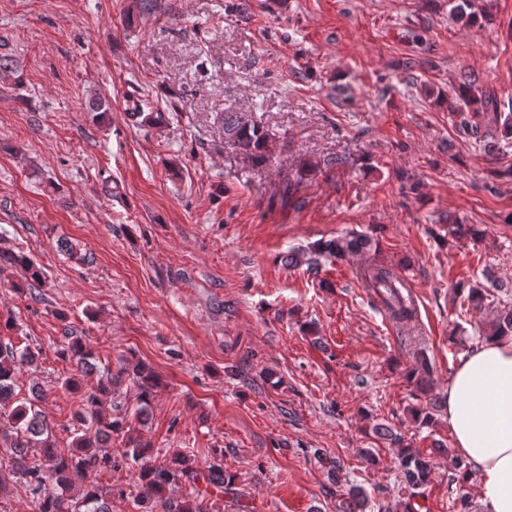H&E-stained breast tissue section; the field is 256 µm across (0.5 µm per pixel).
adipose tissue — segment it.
I'll return each instance as SVG.
<instances>
[{
  "label": "adipose tissue",
  "mask_w": 512,
  "mask_h": 512,
  "mask_svg": "<svg viewBox=\"0 0 512 512\" xmlns=\"http://www.w3.org/2000/svg\"><path fill=\"white\" fill-rule=\"evenodd\" d=\"M445 407L488 512H512V337L487 340L459 364Z\"/></svg>",
  "instance_id": "ef3b65f1"
}]
</instances>
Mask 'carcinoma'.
<instances>
[{"label": "carcinoma", "instance_id": "cac0c4a2", "mask_svg": "<svg viewBox=\"0 0 512 512\" xmlns=\"http://www.w3.org/2000/svg\"><path fill=\"white\" fill-rule=\"evenodd\" d=\"M509 111H502L503 106ZM455 125L467 135L486 139L502 137L512 139V99L504 103L498 95L477 85L471 75L461 74L457 89V101L451 108ZM224 137L242 153L256 163L267 160V144L271 139L269 130L241 112L224 113ZM309 172L303 164L294 176L287 177L282 184V194L293 199L304 174ZM448 233L457 237L477 239L482 231L474 224H462L455 219L448 223ZM377 250L374 240L367 235H346L319 244L316 252H327L338 260L349 254ZM20 266L27 280L42 283L44 274L30 258L12 252L0 254V259ZM395 270L383 262L372 259L359 272L365 287L386 294L385 303L393 318L400 323H410L414 311L402 304L395 295L392 281ZM489 336H512V306L507 304L492 326ZM61 359L73 362L78 371L89 366L92 353L78 339H71L58 350ZM34 361V353L16 350L11 344H0V443L7 454L0 456V491L8 484H18L29 498L34 512H110L107 499L112 489L97 484L94 477L123 468L129 462L140 463L138 479L151 492L150 505L137 501L141 512H214V505L224 499L231 478L224 474V461H213L204 468L194 465V460L181 453L174 454L164 465H151L145 459L151 456L148 442L129 441L123 452L115 454L108 446L112 434L122 428V422L93 412L85 428L73 429L71 447L62 450L53 440V431L44 423L35 410L37 393L29 404L10 407L15 378L26 364ZM133 380L141 389V405L145 408L159 379L142 364L132 370ZM431 369L426 359H421L411 373L416 388L422 393L429 391ZM112 394V372L106 371L96 385L81 394L83 405L91 409L100 404V399ZM393 444L398 448L400 468L405 482L417 488L425 484L430 474L429 461L405 443L401 435L394 436ZM183 482L189 493L181 498L168 495L171 486Z\"/></svg>", "mask_w": 512, "mask_h": 512}]
</instances>
